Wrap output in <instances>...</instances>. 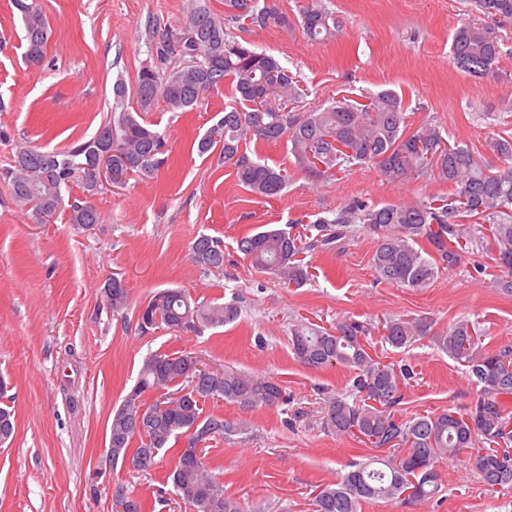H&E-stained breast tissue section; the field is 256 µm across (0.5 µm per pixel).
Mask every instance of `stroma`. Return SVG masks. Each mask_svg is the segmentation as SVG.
<instances>
[{
  "instance_id": "35a3bbf8",
  "label": "stroma",
  "mask_w": 512,
  "mask_h": 512,
  "mask_svg": "<svg viewBox=\"0 0 512 512\" xmlns=\"http://www.w3.org/2000/svg\"><path fill=\"white\" fill-rule=\"evenodd\" d=\"M37 2L51 36L43 62L30 67L21 15L11 0H0V167L21 143L61 150L91 137L112 106L115 79L134 86L153 62L154 25H176L185 4ZM261 2L289 24L244 37L296 74L307 90L300 111L338 94L357 99L392 89L403 97L410 128L436 125L448 141L473 147L482 165L501 167L485 141L512 137V23L491 27L501 56L492 74L473 78L449 58L452 35L469 17L464 0H321L342 25L316 43L298 24L309 0ZM231 101L225 86L190 112H169L160 103L146 112L166 136L170 164L155 178L104 187L96 199L103 221L92 230L74 229L63 211L50 223H31L0 183V374L11 383L5 402L16 420L12 440L0 445V512H112L119 487L141 499L143 512H191L174 495L157 498L175 450L146 471L117 467L106 477L94 475L105 462L109 419L155 353H194L211 366L271 377L285 388L287 404L274 408L215 402L225 419L244 418L252 428L248 436L211 443L205 456L226 495L247 512H311L314 491L369 449L359 438L325 429L327 400L348 396L350 372L300 363L292 325L424 317L442 331L465 318L479 328L487 350L512 344V295L495 288L496 269L484 249L440 270L418 291L379 280L370 263L376 242L359 226L339 250L305 253L313 278L303 287H283L253 270L238 242L262 225L309 224L356 198L375 205L417 201L448 196L451 188L434 176L390 183L374 166L355 163L319 181L292 171L280 196L254 197L237 184L219 150L201 155L193 147ZM202 234L222 241L223 269L193 263L190 246ZM111 276L129 288V307L118 315L100 301ZM167 288L199 301L237 302L240 316L200 335L164 328L140 333L138 308ZM370 342L371 355L382 362L414 368L398 406L403 418L466 407L480 392L431 338L402 349L376 333ZM438 471L433 498L379 500L361 512H512V488L485 486L468 455L444 460Z\"/></svg>"
}]
</instances>
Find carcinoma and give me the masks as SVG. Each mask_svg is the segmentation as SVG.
I'll use <instances>...</instances> for the list:
<instances>
[{
  "label": "carcinoma",
  "mask_w": 512,
  "mask_h": 512,
  "mask_svg": "<svg viewBox=\"0 0 512 512\" xmlns=\"http://www.w3.org/2000/svg\"><path fill=\"white\" fill-rule=\"evenodd\" d=\"M259 0H224V15L215 13L208 0H187L182 22L153 33L154 62L137 75L134 94L137 107L129 105L128 88L122 78L112 84V107L89 139L78 140L61 151H44L21 143L11 162L0 168V183L10 190L17 207L41 224L68 210V222L77 229L101 223L99 210L76 197L64 201L63 189L78 184L90 190L89 158L112 135V169L128 181L136 175L151 178L168 166L169 149L163 134L146 123L142 113L157 102L169 112H190L202 103L200 86L215 91L230 82L234 103L209 128L197 144L203 155L218 147L236 178L252 195L273 198L288 186V169L271 167L243 151L251 140L286 141L294 165L317 181L335 175L354 162L375 164L384 179L399 183L411 177L437 172L452 193L438 201L369 205L354 201L334 216L322 217L293 233L267 227L240 239L238 248L255 270L276 278L283 285L300 288L313 274L300 258L307 251H330L349 237L351 226L361 224L376 240L372 265L389 284L420 289L437 275L439 266L454 267L463 254L485 237L493 239V260L498 274L496 286L512 294V139L492 138L487 148L502 158L504 165L492 172L483 168L474 150L464 143H450L430 124L409 130L403 98L392 89L381 90L360 103L344 96L332 98L308 112L285 110L283 105L303 95L297 76L277 58L252 49L239 40L230 25L265 28L286 27V17ZM24 25L25 58L38 65L49 41L46 20L36 0H14ZM483 18L512 20V0H473ZM307 38L320 42L334 35L335 15L311 0L301 14ZM500 45L483 22L470 21L453 34L451 62L475 78L488 75L500 55ZM475 219L465 224L462 219ZM488 226L489 234L481 232ZM427 247H422V244ZM191 258L205 270L224 267L221 241L208 235L190 246ZM129 290L124 280L112 277V298L103 299L114 313L127 308ZM239 317L234 303L193 300L185 291L172 288L153 295L137 317L139 330L164 327L177 333L188 323L200 334L224 326ZM425 318H391L382 323L381 337L400 349L432 334L448 357L467 367L469 377L481 386L480 397L464 410H443L433 415L404 420L396 415L402 389L411 378L408 365L395 366L374 359L368 352L373 324L344 319L330 330L299 322L291 328V346L304 365L320 369L344 366L352 370V395L348 401H328L324 428L338 437L360 439L371 448L385 449L366 460L349 465L336 482L319 487L312 498V512H361L365 503L393 501L406 491L410 500H424L439 491L437 463L467 453L473 458L482 482L491 488L512 487V420L505 415L501 398L512 396V345L494 351L482 345L481 334L462 319L448 330L432 332ZM192 363L188 353L149 356L140 370L136 386L112 415V437L120 452L132 458L134 470L156 464L141 458L151 449H170L179 436L188 441H215L231 435H246L250 423L228 421L224 416L197 407L188 395L168 400L169 409L144 421L137 432L126 427L125 414L142 408L151 410L146 395L160 392L173 396L185 387V372ZM201 391L243 408L274 407L288 401L283 386L272 378L224 368L218 377L204 380ZM14 413L0 406V442L14 434ZM174 494L192 512H244L237 500L225 495L224 484L205 460L191 461L179 449L168 476ZM113 512H142L139 498L116 497Z\"/></svg>",
  "instance_id": "carcinoma-1"
}]
</instances>
